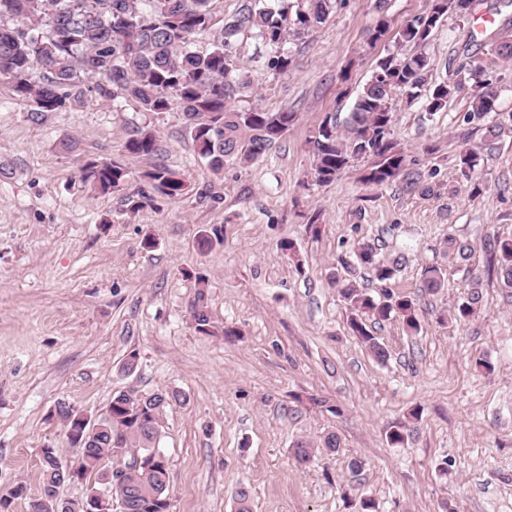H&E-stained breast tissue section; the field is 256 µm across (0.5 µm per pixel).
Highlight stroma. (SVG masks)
I'll return each mask as SVG.
<instances>
[{"instance_id":"1","label":"stroma","mask_w":512,"mask_h":512,"mask_svg":"<svg viewBox=\"0 0 512 512\" xmlns=\"http://www.w3.org/2000/svg\"><path fill=\"white\" fill-rule=\"evenodd\" d=\"M511 17L504 0L448 16L427 49L433 81L447 78L463 47L484 56ZM377 19L373 0H339L325 25L285 43V75L257 62L258 40L241 34L251 86L236 106L295 119L262 159L219 175L197 161L178 113L86 90L35 118L0 82V491L22 482L37 497L48 445L79 466L51 416L58 401L94 416L113 393L135 387L187 397L169 407L158 444L170 512H236L242 485L253 512H357L362 496L378 512H442L447 501L458 512H512V293L479 248L512 235V130L493 138L460 125L461 98L432 115L423 99H402L392 137L422 172L436 171L437 194L365 187L366 158L325 185L312 175L313 133L326 115L346 116L377 60L396 49L389 36L368 46ZM138 128L156 132L158 163L191 190L132 213L122 192H91L82 169L117 162L141 184L148 163L125 149ZM64 139L73 150L60 149ZM465 147L482 155L487 189L478 196L456 165ZM206 184L213 197L197 195ZM201 226L221 228L222 244L199 249ZM450 234L476 245L483 295L477 313L452 327L438 315L466 297L470 280L444 253ZM284 240L299 261L281 250ZM364 242L381 258L405 256L388 287L419 304L418 335L392 319L374 325L390 353L383 365L350 333L331 283L339 259ZM431 265L448 271L435 295L420 290ZM198 272L213 320L236 336L195 330ZM132 351L139 366L126 376L119 367ZM480 358L493 372L477 368ZM400 423L413 433L405 447H389L386 432ZM327 431L340 435L339 451L298 464L293 443ZM353 459L362 463L356 476Z\"/></svg>"}]
</instances>
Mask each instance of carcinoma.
Masks as SVG:
<instances>
[{"mask_svg": "<svg viewBox=\"0 0 512 512\" xmlns=\"http://www.w3.org/2000/svg\"><path fill=\"white\" fill-rule=\"evenodd\" d=\"M210 0H0V79L13 91L29 99L33 114L54 112L77 95L84 79L96 78V93L134 100L145 112L164 114L177 111L183 128L200 162L215 175L228 163L253 162L265 155L286 134L294 120L292 112H265L259 108H237L232 101L247 85L237 63L236 37L248 31L266 47V67L285 75L291 57L284 50L288 38H301L325 24L336 9L337 0H282L272 9L265 0H252L217 33L212 32ZM430 8L407 19L396 33V43L407 48L378 59L370 80L343 121L328 115L312 135L313 176L328 184L353 160L373 157L362 176L363 183L381 188L396 181L408 194L429 196L435 186L418 170L410 167L404 149L392 139L393 101L399 94L409 98L425 92V110L442 111L450 100L465 93L466 109L461 115L466 125H481L491 136L506 126L512 128V110L498 104L502 73L498 62L512 64V22L505 21L496 31L489 56L493 62L468 53L451 59L449 78L429 84L430 62L426 53L432 36L450 14L470 13L472 0H430ZM23 17L22 28L2 23L6 18ZM209 38L208 48L195 49V43ZM129 154L151 160L160 144L151 129L134 131L126 144ZM480 153L460 151L457 166L472 181L480 165ZM126 167L115 162H90L82 180L101 195L123 189L128 184ZM190 186L179 173L152 163L143 172V185L126 194L133 212L152 205L155 196L177 198L188 194ZM200 248L210 249L223 241L216 227H200L195 234ZM497 270L500 286L512 289V236L483 243ZM475 247L453 235L446 239V253L470 275L472 288L467 297L450 311V320L462 321L481 307L483 295L479 276L469 264ZM372 272L379 297L370 295L358 281L360 270ZM398 270L379 258L377 248L363 243L352 260H341L332 274L333 283L349 310V330L384 364L389 359L386 346L374 336L368 322L396 319L410 332L421 329L417 300L407 294L394 295L387 284ZM446 271L439 266L425 268L421 288L435 295L444 288ZM199 289L191 306L197 332L214 335L208 309L205 280L196 277ZM179 401V394L167 390L144 393L135 388L119 390L108 404L111 420L104 423L92 441L83 445L80 469L86 478L102 487L109 455L119 448L131 459L150 456L154 466L127 472L114 468L109 498L126 504V512H169L168 465L158 448L166 410ZM55 412L65 429H71L78 409L60 401ZM411 435L410 426L399 424L386 433L391 447H402ZM342 447V439L328 431L316 440L299 439L293 444L294 458L303 464L320 450L332 453ZM42 485L40 498H61L67 483L66 467L60 450L41 449Z\"/></svg>", "mask_w": 512, "mask_h": 512, "instance_id": "cac0c4a2", "label": "carcinoma"}]
</instances>
